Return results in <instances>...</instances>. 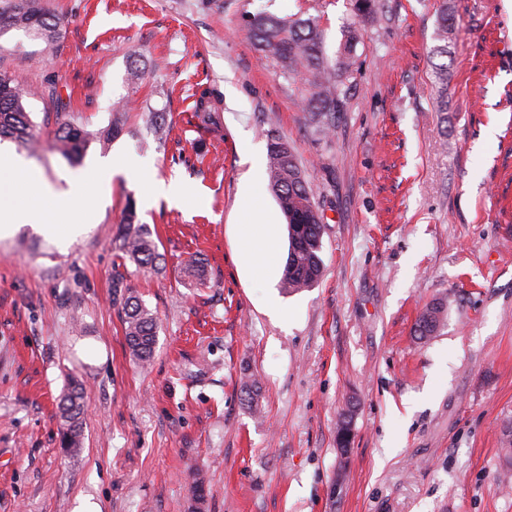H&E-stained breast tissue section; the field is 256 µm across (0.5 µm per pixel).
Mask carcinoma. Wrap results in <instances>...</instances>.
Returning a JSON list of instances; mask_svg holds the SVG:
<instances>
[{
    "instance_id": "obj_1",
    "label": "carcinoma",
    "mask_w": 512,
    "mask_h": 512,
    "mask_svg": "<svg viewBox=\"0 0 512 512\" xmlns=\"http://www.w3.org/2000/svg\"><path fill=\"white\" fill-rule=\"evenodd\" d=\"M246 27L255 45L272 56L286 72L305 78L303 106L310 118L329 129L336 112L343 80L352 75L351 56L358 43L356 33L349 35L345 51L337 65L326 62L319 21L313 16L278 17L259 13L249 17ZM22 30L28 36L52 47L58 39L60 24L43 5V0H13L0 9V33ZM25 92L14 79L0 71V139H11L31 148L38 132L24 103ZM91 133L70 115L55 131V148L66 159L76 161L84 154ZM266 175L268 188L288 221L289 248L282 279V289L298 293L313 287L322 276L323 225L313 189L288 141L275 132L268 135ZM124 232L116 238V248L124 257L143 270L157 265L161 254L144 225L137 223L133 208L126 211ZM447 316V303L441 299L425 307L418 316L413 335L428 340L441 329ZM121 319L127 345L143 363L152 358L157 342L155 314L133 293L121 303ZM83 387L77 380L69 382L59 399L57 412L63 425V444H79L83 415Z\"/></svg>"
}]
</instances>
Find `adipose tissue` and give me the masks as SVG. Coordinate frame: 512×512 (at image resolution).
I'll return each instance as SVG.
<instances>
[{
  "mask_svg": "<svg viewBox=\"0 0 512 512\" xmlns=\"http://www.w3.org/2000/svg\"><path fill=\"white\" fill-rule=\"evenodd\" d=\"M83 183L80 177L70 180L68 190L56 193L53 208L32 216L25 204L28 193L35 187L32 171L0 144V188L12 186L17 190L14 203L8 205L0 200V236L27 224L52 237L69 238L72 234L69 212L81 197ZM246 196L249 210L235 227L239 258L251 270L274 268L278 257L276 227L268 221L262 196L251 188Z\"/></svg>",
  "mask_w": 512,
  "mask_h": 512,
  "instance_id": "ef3b65f1",
  "label": "adipose tissue"
}]
</instances>
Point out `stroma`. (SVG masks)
I'll return each mask as SVG.
<instances>
[{
  "label": "stroma",
  "instance_id": "1",
  "mask_svg": "<svg viewBox=\"0 0 512 512\" xmlns=\"http://www.w3.org/2000/svg\"><path fill=\"white\" fill-rule=\"evenodd\" d=\"M44 3L66 20L52 50L0 35V71L39 131L15 154L56 192L100 158L142 166L105 201L84 194L76 238H0V512H192L199 483L201 512H512L499 458L512 440V0H375L371 21L352 0ZM258 12L319 17L332 61L357 32L330 132L311 123L300 76L254 46L244 21ZM52 88L94 134L128 99L122 134L66 160ZM204 91L209 125L193 112ZM147 109L166 111L165 139ZM272 131L324 224L323 275L295 294L236 250L247 182L288 235L265 175ZM153 176L190 195L138 204L163 256L143 271L114 238ZM193 257L205 282L185 272ZM118 272L158 318L145 366L125 342ZM439 298L445 327L417 340ZM72 376L85 414L69 449L56 402Z\"/></svg>",
  "mask_w": 512,
  "mask_h": 512
}]
</instances>
